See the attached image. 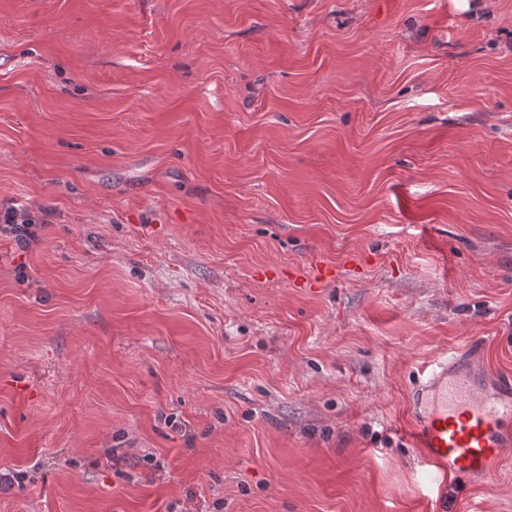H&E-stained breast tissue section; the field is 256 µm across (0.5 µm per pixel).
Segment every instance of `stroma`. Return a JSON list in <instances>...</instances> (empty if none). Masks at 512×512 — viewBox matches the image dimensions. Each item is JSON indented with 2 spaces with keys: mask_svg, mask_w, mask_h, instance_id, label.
I'll use <instances>...</instances> for the list:
<instances>
[{
  "mask_svg": "<svg viewBox=\"0 0 512 512\" xmlns=\"http://www.w3.org/2000/svg\"><path fill=\"white\" fill-rule=\"evenodd\" d=\"M9 201L0 512H431L417 372L512 374V0H0ZM44 224L33 216L30 210L17 203H3L0 206V236H10L21 245L37 240V226Z\"/></svg>",
  "mask_w": 512,
  "mask_h": 512,
  "instance_id": "35a3bbf8",
  "label": "stroma"
}]
</instances>
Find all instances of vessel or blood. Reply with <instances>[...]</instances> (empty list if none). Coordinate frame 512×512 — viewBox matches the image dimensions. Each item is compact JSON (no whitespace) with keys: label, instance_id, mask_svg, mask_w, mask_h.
I'll use <instances>...</instances> for the list:
<instances>
[{"label":"vessel or blood","instance_id":"vessel-or-blood-1","mask_svg":"<svg viewBox=\"0 0 512 512\" xmlns=\"http://www.w3.org/2000/svg\"><path fill=\"white\" fill-rule=\"evenodd\" d=\"M406 437L439 495L490 476L512 445V399L490 392L470 369L441 359L416 379Z\"/></svg>","mask_w":512,"mask_h":512}]
</instances>
